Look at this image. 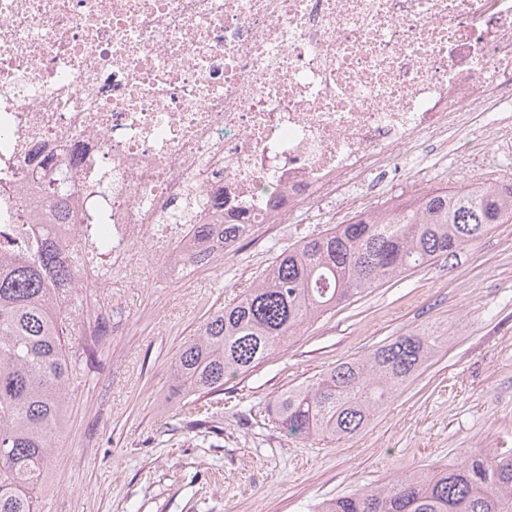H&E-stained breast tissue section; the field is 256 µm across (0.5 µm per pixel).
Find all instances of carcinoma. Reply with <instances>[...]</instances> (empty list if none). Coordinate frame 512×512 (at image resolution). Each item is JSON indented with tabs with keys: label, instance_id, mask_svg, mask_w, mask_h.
Masks as SVG:
<instances>
[{
	"label": "carcinoma",
	"instance_id": "carcinoma-1",
	"mask_svg": "<svg viewBox=\"0 0 512 512\" xmlns=\"http://www.w3.org/2000/svg\"><path fill=\"white\" fill-rule=\"evenodd\" d=\"M512 222V182L437 188L418 200L361 212L281 251L241 298L207 317L170 367L167 405L224 390L304 326L351 298L437 260L450 261L494 224ZM33 245L0 248V512H41L44 480L63 431L80 357H94L98 323L79 346L70 319L90 301L82 259L49 225ZM429 328L402 334L338 362L273 404L290 434L350 438L436 355ZM315 512H512V448L495 458L465 451L456 464L401 474L383 485L325 500Z\"/></svg>",
	"mask_w": 512,
	"mask_h": 512
}]
</instances>
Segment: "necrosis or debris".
<instances>
[{
	"label": "necrosis or debris",
	"instance_id": "obj_1",
	"mask_svg": "<svg viewBox=\"0 0 512 512\" xmlns=\"http://www.w3.org/2000/svg\"><path fill=\"white\" fill-rule=\"evenodd\" d=\"M478 113L511 151L512 0H0V234L62 172L61 245L168 278L224 253L188 225L335 223Z\"/></svg>",
	"mask_w": 512,
	"mask_h": 512
}]
</instances>
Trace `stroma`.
Masks as SVG:
<instances>
[{"mask_svg":"<svg viewBox=\"0 0 512 512\" xmlns=\"http://www.w3.org/2000/svg\"><path fill=\"white\" fill-rule=\"evenodd\" d=\"M512 177V156L466 174L434 148L389 176L401 200L424 190ZM319 225L256 224L221 262L170 280L113 270L116 308L72 389L48 471L44 512H308L310 505L402 473L512 448V223L451 261L394 279L305 327L211 395L208 426L163 409L169 367L209 312L239 296L282 249ZM444 335L433 361L349 440L289 437L272 405L289 387L396 336Z\"/></svg>","mask_w":512,"mask_h":512,"instance_id":"35a3bbf8","label":"stroma"}]
</instances>
